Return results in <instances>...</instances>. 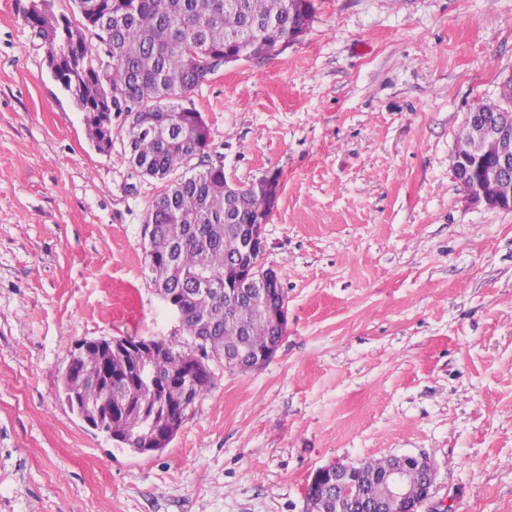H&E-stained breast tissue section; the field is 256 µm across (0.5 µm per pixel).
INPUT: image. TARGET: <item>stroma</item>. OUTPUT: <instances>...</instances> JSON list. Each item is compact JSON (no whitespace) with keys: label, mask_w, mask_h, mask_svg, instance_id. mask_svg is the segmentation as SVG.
Wrapping results in <instances>:
<instances>
[{"label":"stroma","mask_w":512,"mask_h":512,"mask_svg":"<svg viewBox=\"0 0 512 512\" xmlns=\"http://www.w3.org/2000/svg\"><path fill=\"white\" fill-rule=\"evenodd\" d=\"M0 0V512H307L332 463L423 454L422 512H512V211L449 164L475 103H503L512 0H315L298 40L190 94L227 179L275 180L265 266L288 327L136 455L66 403L79 342L193 351L148 279L163 183L112 150Z\"/></svg>","instance_id":"stroma-1"}]
</instances>
